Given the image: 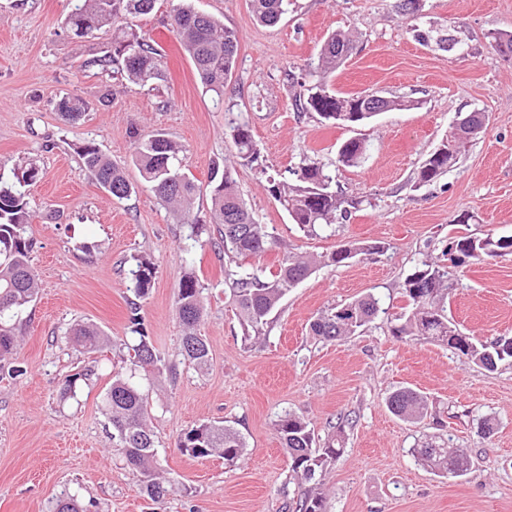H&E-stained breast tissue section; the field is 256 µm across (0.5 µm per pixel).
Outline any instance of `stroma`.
<instances>
[{"label":"stroma","mask_w":512,"mask_h":512,"mask_svg":"<svg viewBox=\"0 0 512 512\" xmlns=\"http://www.w3.org/2000/svg\"><path fill=\"white\" fill-rule=\"evenodd\" d=\"M76 0H0V166L34 162L40 179L25 189L36 242L31 264L39 295L20 315L14 357L24 373L0 375V512H54L63 493L86 512H152L140 482L112 437L103 397L124 370L131 340L126 302L135 257L155 271L140 315L165 368L144 383L160 473L170 480L164 512H293L305 494L323 492L328 512H512V363L489 372L447 346L392 336L388 314L406 305L407 274L438 261L449 237L512 234V58L494 53L488 35L512 31V0H421L415 20L393 0H290L272 27L257 23L250 0H194L234 29L236 67L216 102L169 22L170 0L136 18L138 31L163 56L166 78L139 86L86 67L112 44L111 28L78 39L63 26ZM447 24L462 51L418 43L412 26ZM332 32H352L355 49L332 78L344 96L375 92L420 100V108L384 112L371 124L346 127L298 112V79L307 78ZM111 102H103L104 93ZM88 109L65 123L63 94ZM480 111L484 133L465 144L456 164L429 184L417 173L448 137L459 114ZM245 123L259 150L236 164L233 177L274 247L228 257L218 225L190 234L144 184L130 156L136 136L161 130L177 142L185 172L209 205L214 164L234 152L229 128ZM352 138L366 139L360 167L338 161ZM92 142L122 167L136 191L118 201L84 174L76 152ZM317 163L349 201L335 234L307 236L269 194L270 178ZM474 219L456 223L462 211ZM345 243H378L381 254L340 267H319L291 288L260 344L242 337L231 295L233 274L273 271L284 253H331ZM194 273L205 313L196 327L211 364L194 369L181 353L185 329L175 309L179 283ZM448 315L481 342L512 338V256L451 268ZM375 295L387 315L363 333L335 341L314 336L311 322L339 303ZM93 325L108 341L77 346L72 331ZM83 373L78 395L62 399L66 379ZM409 387L429 401L426 419L395 417L385 399ZM302 417L320 440L343 436V454L321 485L295 478L276 431L279 415ZM346 418L337 429L338 418ZM492 419L483 437L480 424ZM228 422L243 434L245 456L194 458L177 438L205 422ZM451 435L477 469L439 476L414 454L439 432Z\"/></svg>","instance_id":"obj_1"}]
</instances>
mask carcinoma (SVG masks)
Listing matches in <instances>:
<instances>
[{
	"instance_id": "cac0c4a2",
	"label": "carcinoma",
	"mask_w": 512,
	"mask_h": 512,
	"mask_svg": "<svg viewBox=\"0 0 512 512\" xmlns=\"http://www.w3.org/2000/svg\"><path fill=\"white\" fill-rule=\"evenodd\" d=\"M157 0H80L66 17L67 29L77 38L83 30L95 32L105 26L114 29L112 49L104 55L87 60L83 67H94L105 75L119 74L128 82L147 85L165 77L161 53L147 41L129 20L152 13ZM288 0H251L256 22L272 26L286 13ZM171 26L184 52L193 62L199 82L205 92L218 97L231 79L238 56L236 32L218 18L198 11L187 0H172ZM415 39L422 45H435L443 52L461 48L458 38L448 33V25L426 30L411 26ZM491 48L499 55L512 57V31H494L488 35ZM354 40L345 34L333 33L324 42L315 71L314 81L300 83L303 92L295 96L299 112H315L325 120L357 125L365 123L377 112L403 111L418 108L419 102L403 98H388L361 94L345 97L329 89L326 78L332 76L347 60ZM57 111L68 124L81 119L85 102L74 96H63ZM235 147L233 158L253 161L258 150L251 130L245 123L230 131ZM469 137L453 128L450 139L441 143L421 163L418 180L431 183L443 176L457 159L461 145ZM180 147L166 134L156 132L134 141L132 163L155 196L175 214L194 224L199 230L204 224H220L224 236V253L235 256L258 255L274 245L265 225L255 221L240 197L232 177L233 163L214 167L211 174L210 207L205 213L195 210L198 187L182 171ZM367 144L360 138L346 141L338 152V162L347 167L359 166L366 155ZM82 170L93 178L113 198L123 200L135 192V186L122 169L115 166L101 149L91 143L77 147ZM291 177L269 180L270 195L285 209L300 231L311 235L322 226H332L338 219L342 201L331 190L332 177L324 166L313 163L290 171ZM40 170L30 162L13 168L10 173L0 169V371L10 376L24 374L23 367L8 358L13 354L15 336L21 332L19 314L38 294L37 275L30 264L34 241L29 235L31 214L23 187L37 179ZM381 251L376 244L341 245L327 256L312 258L294 252L284 255L276 272L244 273L233 279L232 292L239 308L244 341L257 342L265 334L268 317L278 307L286 292L312 274L321 265L342 266L360 254ZM443 255L457 263L465 259L477 263L512 255V236L477 238L455 236L449 239ZM154 267L139 260L131 270V285L127 305L133 311L131 332L134 342L126 345L123 361L131 369L149 378L163 372V364L150 336L138 318L140 301L149 292ZM448 270L444 266L424 263V268L410 274L403 288L409 311L390 318L391 332L400 339H430L448 346L454 354L474 364L494 371L505 360L512 361V338H500L490 344L477 342L461 334L450 322L443 305L447 290ZM202 288L196 277L185 274L179 284L176 308L186 328L182 351L191 365L202 370L209 364L206 340L194 331L203 315ZM349 307L351 312L341 317L337 311ZM387 314L377 298L367 295L344 305L322 312L311 324L314 335L325 340H337L364 331L379 315ZM75 341L86 351L93 352L104 341L103 334L91 327L80 326L74 331ZM103 404L111 414L116 445L127 467L141 482L145 496L161 507L169 493L165 480L158 473V451L148 425L149 400L133 377L114 376L105 393ZM386 405L395 416L417 422L428 413L426 397L411 388H400L388 395ZM276 431L288 449L291 470L306 482L322 475L330 462L340 457L343 448L330 440L316 447L315 433L298 415L284 412L276 421ZM176 447L194 458L215 453L224 460L236 462L246 451V442L239 430L222 422L202 423L179 437ZM422 464L431 471L454 477L472 472L471 460L451 444V438L430 439L414 449ZM295 512H327L326 499L318 493L296 502Z\"/></svg>"
}]
</instances>
